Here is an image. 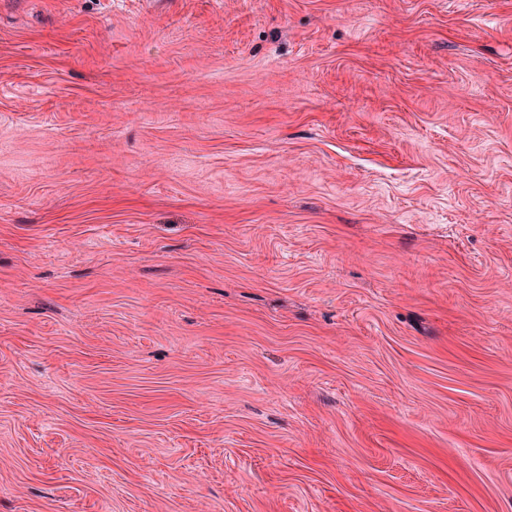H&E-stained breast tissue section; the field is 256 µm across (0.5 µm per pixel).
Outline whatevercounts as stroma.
<instances>
[{"label": "stroma", "mask_w": 512, "mask_h": 512, "mask_svg": "<svg viewBox=\"0 0 512 512\" xmlns=\"http://www.w3.org/2000/svg\"><path fill=\"white\" fill-rule=\"evenodd\" d=\"M0 512H512V0H0Z\"/></svg>", "instance_id": "stroma-1"}]
</instances>
